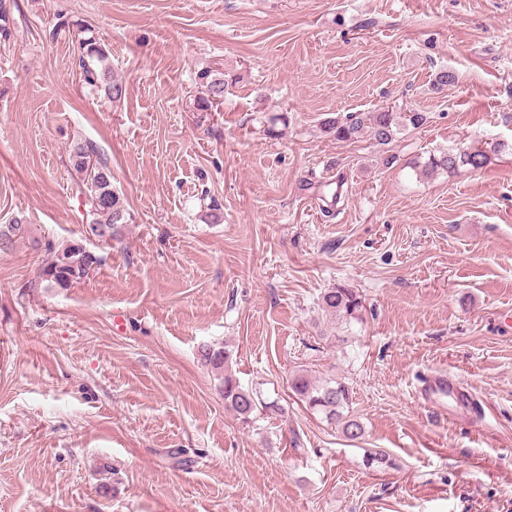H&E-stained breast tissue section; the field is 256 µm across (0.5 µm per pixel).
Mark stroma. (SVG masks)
Returning a JSON list of instances; mask_svg holds the SVG:
<instances>
[{
  "label": "stroma",
  "mask_w": 512,
  "mask_h": 512,
  "mask_svg": "<svg viewBox=\"0 0 512 512\" xmlns=\"http://www.w3.org/2000/svg\"><path fill=\"white\" fill-rule=\"evenodd\" d=\"M61 17L120 101L84 88ZM8 25L0 234L25 231L0 243V512H512V0H14ZM205 70L230 83L213 112ZM383 106L427 122L384 147L323 130ZM77 142L125 197L115 246L84 234ZM470 145L484 168L416 177ZM67 242L104 262L49 286ZM338 285L361 321L318 307ZM205 344L284 414L243 425ZM301 367L348 383L362 439L292 395ZM441 376L476 405L437 417Z\"/></svg>",
  "instance_id": "35a3bbf8"
}]
</instances>
